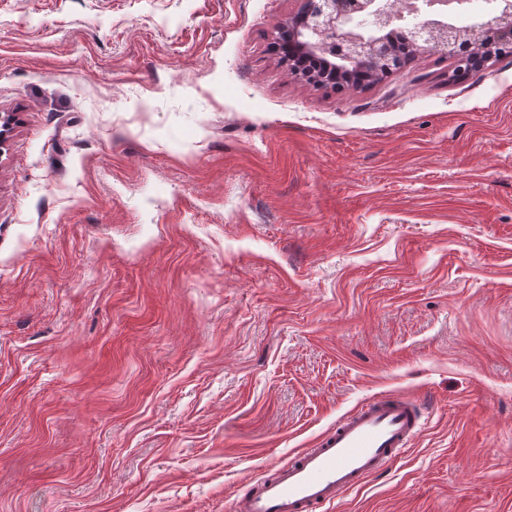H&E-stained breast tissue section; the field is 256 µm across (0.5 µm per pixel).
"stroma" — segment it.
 <instances>
[{
  "label": "stroma",
  "mask_w": 512,
  "mask_h": 512,
  "mask_svg": "<svg viewBox=\"0 0 512 512\" xmlns=\"http://www.w3.org/2000/svg\"><path fill=\"white\" fill-rule=\"evenodd\" d=\"M299 0H0V512H226L363 400L323 512H512V56L291 74ZM420 399L378 394L238 501L236 512H315L386 470L423 426Z\"/></svg>",
  "instance_id": "stroma-1"
}]
</instances>
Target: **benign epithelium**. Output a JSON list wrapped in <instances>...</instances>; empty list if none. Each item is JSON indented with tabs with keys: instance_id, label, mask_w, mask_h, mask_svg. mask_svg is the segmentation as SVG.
I'll return each instance as SVG.
<instances>
[{
	"instance_id": "1",
	"label": "benign epithelium",
	"mask_w": 512,
	"mask_h": 512,
	"mask_svg": "<svg viewBox=\"0 0 512 512\" xmlns=\"http://www.w3.org/2000/svg\"><path fill=\"white\" fill-rule=\"evenodd\" d=\"M434 4L436 0H408L409 13H433L408 29L413 56L438 53L464 67L471 57L479 63L492 60L495 50L512 44V0H500L495 18L465 27L449 22ZM393 18L390 0H301L275 40L286 34V51L294 61L319 50L350 66L371 61L392 73L403 66L402 59L379 36V27Z\"/></svg>"
}]
</instances>
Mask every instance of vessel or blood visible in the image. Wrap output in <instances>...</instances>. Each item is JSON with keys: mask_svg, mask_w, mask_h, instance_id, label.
<instances>
[{"mask_svg": "<svg viewBox=\"0 0 512 512\" xmlns=\"http://www.w3.org/2000/svg\"><path fill=\"white\" fill-rule=\"evenodd\" d=\"M420 399L378 394L332 431L276 467L238 502L236 512H318L386 470L423 426Z\"/></svg>", "mask_w": 512, "mask_h": 512, "instance_id": "vessel-or-blood-1", "label": "vessel or blood"}]
</instances>
